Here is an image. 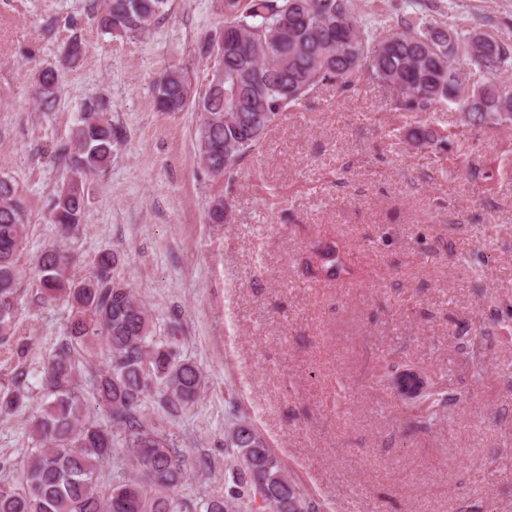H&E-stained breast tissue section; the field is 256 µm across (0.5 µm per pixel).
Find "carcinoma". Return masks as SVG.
I'll list each match as a JSON object with an SVG mask.
<instances>
[{
    "label": "carcinoma",
    "instance_id": "cac0c4a2",
    "mask_svg": "<svg viewBox=\"0 0 512 512\" xmlns=\"http://www.w3.org/2000/svg\"><path fill=\"white\" fill-rule=\"evenodd\" d=\"M169 0H97L98 28L110 35L151 31ZM224 29L204 42V54L223 51L224 74L207 83L195 101L200 164L214 176L231 174L256 152L280 113L306 100L316 89L336 84L344 91L361 75L393 90L396 108L425 112L441 103L468 108V125L496 127L512 122V83L501 75L512 69V46L488 36L474 43L454 29L432 23L387 32L356 16L351 0H222ZM494 57L481 93L466 88L453 67L460 47ZM60 74L45 68L36 77V98L45 112L56 106ZM162 112H180L190 101L177 71L161 73L153 86ZM101 99L87 101L58 148L68 175L50 201L48 221L69 237L83 223L88 176L105 170L116 132L104 117ZM417 145L448 142L427 124L410 134ZM25 200L0 178V340L18 316L22 268L19 252L28 235ZM322 269L336 274V246H317ZM73 257L57 245L45 248L34 269L40 300H62L70 321L41 371L46 401L32 420L25 465L0 480V512H182L175 491L190 474V463L173 436L147 423L142 407L155 393L169 408L189 409L198 400L204 377L194 362L152 334L151 320L132 289L112 280L116 256L100 253L93 272L71 275ZM100 349L98 367L85 353ZM0 385V415L18 409L27 397V351ZM225 447L235 449L244 466L249 494L267 512H316L287 475L263 434L250 422L230 425ZM121 448L133 474L108 486L99 484L100 467ZM239 498L209 496L198 512H239Z\"/></svg>",
    "mask_w": 512,
    "mask_h": 512
}]
</instances>
